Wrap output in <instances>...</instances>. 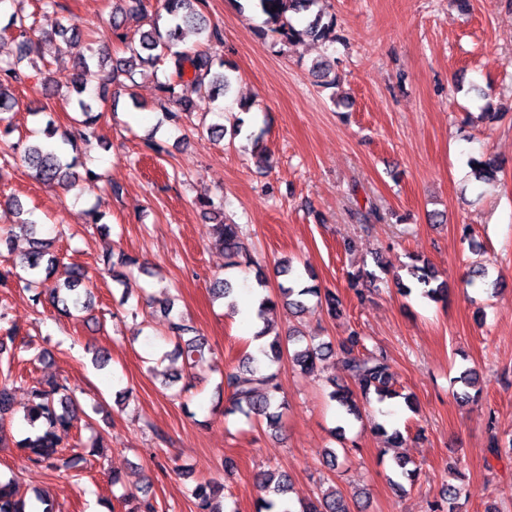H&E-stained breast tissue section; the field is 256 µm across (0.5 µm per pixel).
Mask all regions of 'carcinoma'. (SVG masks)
Instances as JSON below:
<instances>
[{
  "label": "carcinoma",
  "mask_w": 512,
  "mask_h": 512,
  "mask_svg": "<svg viewBox=\"0 0 512 512\" xmlns=\"http://www.w3.org/2000/svg\"><path fill=\"white\" fill-rule=\"evenodd\" d=\"M112 31L115 38L126 45L129 55L114 57L106 49L91 51L87 57L79 58L74 64L71 88L66 97L74 101V109L82 119L73 120V131L62 134V144L76 146L80 140L89 144L96 138L92 116L94 104L87 100L89 87L95 86L98 96H104L108 85L125 77L135 83L136 69L143 65H156L170 59L174 64V75L158 82L160 98L166 120L174 125L180 123L183 115L191 112H222L218 100L231 89L233 76L225 69L224 56L218 48L224 44L221 28L209 17L210 0H161L160 8L152 16L145 12L144 0H113ZM325 0H252L251 8H259L267 15L258 30L259 35L269 36L283 45L309 41L315 45H332L342 40L338 34L336 15L321 6ZM3 30L14 34L15 52L12 57L0 60V137H7L13 131L10 113L19 106L14 88L37 75L47 80L45 69L48 62H31L34 74L22 68V62L31 53L32 37L36 34L34 24L27 23V17L17 9L9 16ZM196 37V44L206 46L199 50L194 47L182 48L186 35ZM64 44H69L83 36V30L72 21L59 24L54 31ZM189 85L197 95L190 100L182 93V87ZM12 155L20 158L33 172L34 178L47 185H57L64 189L76 182L74 169L79 156L69 155L60 147L48 148L42 144L22 141L4 142ZM469 166L476 176L486 183H492L500 169L499 162L485 155L472 157ZM21 219L18 227L33 236L32 248L20 258L19 267L27 273L22 276L0 273V287L7 285L29 293L33 305L50 304L58 312L71 316L90 307L91 292L84 287L87 274L84 269L73 265L68 271V280L60 287L44 288L39 279L40 272L50 271L59 263L51 251V243L36 237L37 221L32 212L23 209L17 201H11ZM199 206L204 214L213 220L211 235L224 251V268L243 269L254 264L250 250L244 242L243 231L238 224H226L222 212L210 197L202 198ZM354 217L361 224H374L383 219L379 209L371 201L358 205ZM414 286L421 289L422 295L433 299H444L449 288L445 280L438 278L429 264L419 258L414 259L409 270ZM412 286V287H414ZM412 287L400 284L403 293L409 294ZM210 291L219 298L228 300L227 308L236 311L233 299L235 288L231 280L216 278L210 284ZM280 298L288 305L291 313L297 315L305 311L302 297H318L317 306L326 308L331 317L338 316L341 300L330 290L320 292L307 287L299 290L292 286L279 285ZM166 336L175 344L176 357L183 365L192 369L205 358L206 343L198 331L182 316L172 313V308H164ZM18 337L15 327H0V355L10 353ZM262 357L251 353L240 361L239 371L225 375L224 385L229 389L228 406L225 414H241L248 419H264L269 428L275 429L280 421V409L285 405V396L279 381L280 363L283 357L290 358L292 364L304 374H313L321 362L334 356L341 375L330 380L333 390L329 397L336 401L345 414L357 420L361 413L356 399L370 404H381L399 396L393 389L394 373L388 357L382 348L368 349L364 338L355 330L349 332L338 344L318 342L314 336H306L297 330L284 339L275 335L267 346L260 349ZM457 381L463 386L455 393L456 400L466 402L471 398L470 390L480 382L479 374L473 369L463 371ZM14 381L10 376L0 380V420L14 415ZM22 418L29 425H38L37 431L18 442V448L26 464L45 469H79L86 462L84 456L73 454L65 457L61 448L65 447L63 435L75 427L79 420L75 390L62 380L39 381L32 383L28 390V403ZM372 429L386 438V443L395 448L402 443V433L394 429L387 431L384 424L373 422ZM395 479L391 485L403 490L400 480L414 481L417 471L409 468L405 459L398 457L391 466ZM260 487L270 497H261L256 503V512H270L276 499L288 495L291 490L290 476L276 470H266L256 475ZM224 487L212 483H198L194 488L197 512H224ZM458 498L456 486L450 484L442 490L439 499L431 504L432 512H455ZM0 512H28V500L13 481L0 480ZM283 512H350L342 494L331 488L315 500L292 503Z\"/></svg>",
  "instance_id": "carcinoma-1"
}]
</instances>
